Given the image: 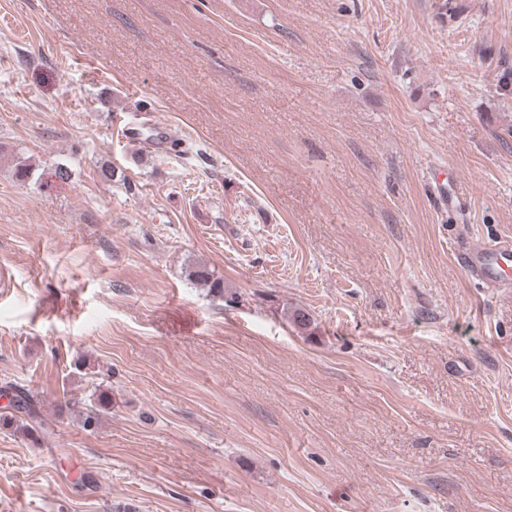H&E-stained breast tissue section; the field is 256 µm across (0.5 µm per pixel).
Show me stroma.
<instances>
[{
    "label": "stroma",
    "mask_w": 512,
    "mask_h": 512,
    "mask_svg": "<svg viewBox=\"0 0 512 512\" xmlns=\"http://www.w3.org/2000/svg\"><path fill=\"white\" fill-rule=\"evenodd\" d=\"M433 2L0 0V512H512V0ZM465 2V0H436V5H434L436 6L435 18L442 26H448V30L456 29L462 23L463 18L460 22L448 23V12H459L463 15L470 7ZM461 254L464 256L467 272L491 286L499 285L498 276L509 271V263H512L510 244H473ZM11 391L13 394H11ZM1 396H10L9 404L4 409L7 414L0 415V419L15 425V430L22 433L30 440H35L39 430L42 427V418L37 409V399L23 388L13 386L11 382H6L4 387H0Z\"/></svg>",
    "instance_id": "stroma-1"
}]
</instances>
